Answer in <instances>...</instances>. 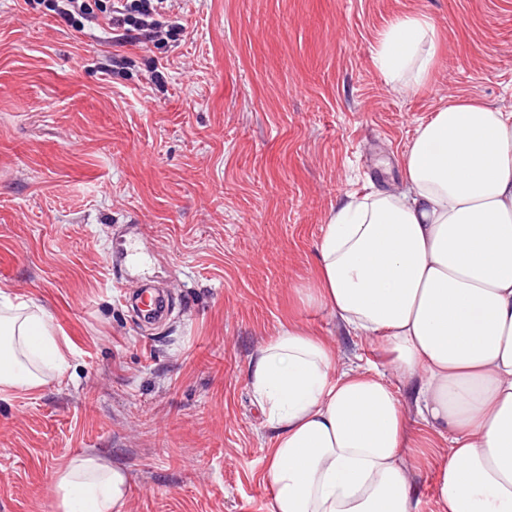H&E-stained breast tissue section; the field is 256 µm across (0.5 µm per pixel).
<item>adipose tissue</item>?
<instances>
[{"label":"adipose tissue","instance_id":"adipose-tissue-1","mask_svg":"<svg viewBox=\"0 0 512 512\" xmlns=\"http://www.w3.org/2000/svg\"><path fill=\"white\" fill-rule=\"evenodd\" d=\"M439 50L429 19L403 14L374 64L421 88ZM316 256L298 303L376 342L381 363L337 369L332 346L292 321L253 356L269 512H419L405 385L448 444L441 512H512V113L472 99L439 109L404 155L400 189L347 195ZM66 366L45 309L0 289V391L42 387ZM49 495L56 512H122L128 475L80 454Z\"/></svg>","mask_w":512,"mask_h":512}]
</instances>
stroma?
Instances as JSON below:
<instances>
[{
    "instance_id": "1",
    "label": "stroma",
    "mask_w": 512,
    "mask_h": 512,
    "mask_svg": "<svg viewBox=\"0 0 512 512\" xmlns=\"http://www.w3.org/2000/svg\"><path fill=\"white\" fill-rule=\"evenodd\" d=\"M174 5L186 33L158 50L0 0V282L69 344L62 376L0 392V512H54L52 479L82 453L127 470L123 512H269L253 355L292 318L338 367L373 359L328 310L293 303L332 209L396 188L449 103L512 112V0ZM416 12L442 38L420 90L373 61ZM113 54L133 66L103 70ZM146 282L170 302L153 325L127 302ZM447 456L440 440L413 451L420 512H440Z\"/></svg>"
}]
</instances>
